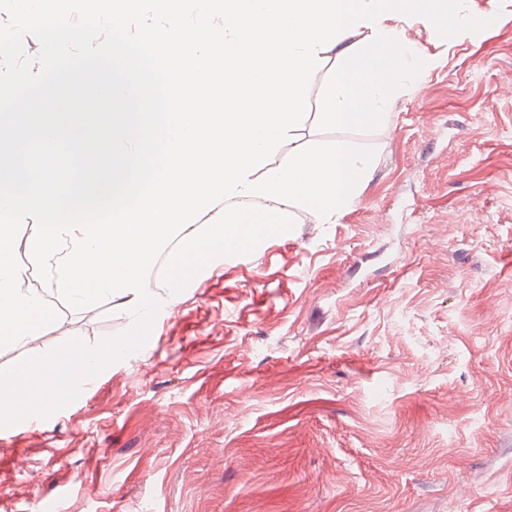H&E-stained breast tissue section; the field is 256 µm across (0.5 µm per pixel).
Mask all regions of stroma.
<instances>
[{"label":"stroma","mask_w":512,"mask_h":512,"mask_svg":"<svg viewBox=\"0 0 512 512\" xmlns=\"http://www.w3.org/2000/svg\"><path fill=\"white\" fill-rule=\"evenodd\" d=\"M465 10L489 27L402 18L425 66L375 130H318L327 60L302 140L374 148L354 204L157 286L141 348L0 428V512H512V0ZM25 281L60 313L36 352L132 324Z\"/></svg>","instance_id":"1"}]
</instances>
